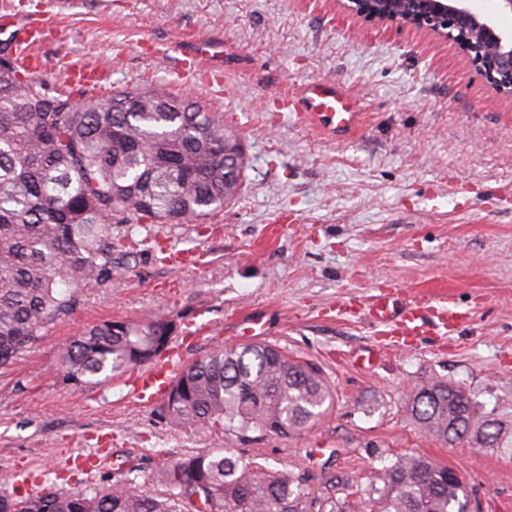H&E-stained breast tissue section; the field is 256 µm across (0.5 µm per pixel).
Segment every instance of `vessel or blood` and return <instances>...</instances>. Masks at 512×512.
<instances>
[{
  "label": "vessel or blood",
  "instance_id": "b4317fda",
  "mask_svg": "<svg viewBox=\"0 0 512 512\" xmlns=\"http://www.w3.org/2000/svg\"><path fill=\"white\" fill-rule=\"evenodd\" d=\"M41 28L17 16H0V46L19 54L24 70H32L33 63L22 55L23 47L42 40ZM180 70L193 78L210 83H222L224 72L219 64L224 59V45L211 39L183 36ZM284 111L296 113L305 122L319 130L336 133L350 131L361 121V112L354 96L331 81H312L292 94H283ZM169 264L200 269L203 254L197 248L168 250ZM369 321L385 327L387 341L395 345L426 333L429 329L446 330L452 326L457 313L452 307L437 304L422 306L399 293L384 294L365 308ZM186 356L180 347H171L160 361L136 372L129 379L130 394L140 405L151 406L164 400L174 378L183 367Z\"/></svg>",
  "mask_w": 512,
  "mask_h": 512
}]
</instances>
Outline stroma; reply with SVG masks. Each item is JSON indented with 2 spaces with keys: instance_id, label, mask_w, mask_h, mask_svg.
Masks as SVG:
<instances>
[{
  "instance_id": "1",
  "label": "stroma",
  "mask_w": 512,
  "mask_h": 512,
  "mask_svg": "<svg viewBox=\"0 0 512 512\" xmlns=\"http://www.w3.org/2000/svg\"><path fill=\"white\" fill-rule=\"evenodd\" d=\"M1 10L48 27L30 51L43 60L35 80L53 87L84 59L102 87L169 93L178 55L150 44L223 38L227 94L190 78L183 88L223 113L248 167L237 199L207 223L113 225L148 247L116 254L111 283L79 290L70 316L0 371V474L32 493L134 464L149 489L163 465L227 447L210 432L171 430L159 407L133 400L126 375L79 386L58 359L88 327L161 312L192 361L234 346L240 322L257 315L264 342L318 366L334 402L313 429L267 433L240 451L302 477L326 467L353 486L419 453L460 475L473 512H512V99L472 58L430 32L369 25L341 0H0ZM313 80L349 90L365 125L330 138L281 111L282 92ZM163 246L201 249L207 265L174 268ZM382 291L452 300L464 321L382 347L383 327L357 310ZM192 324L207 333L186 335ZM371 350L373 364L355 363ZM433 377L461 387L476 422L497 423V440L419 430L409 387ZM74 452L98 466H65Z\"/></svg>"
}]
</instances>
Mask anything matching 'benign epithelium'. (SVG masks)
<instances>
[{"label":"benign epithelium","mask_w":512,"mask_h":512,"mask_svg":"<svg viewBox=\"0 0 512 512\" xmlns=\"http://www.w3.org/2000/svg\"><path fill=\"white\" fill-rule=\"evenodd\" d=\"M469 0H409L401 13L392 0H350L348 8L375 25L395 24L429 30L453 40L480 65L493 89L512 98V29L476 11Z\"/></svg>","instance_id":"obj_1"}]
</instances>
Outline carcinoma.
I'll return each mask as SVG.
<instances>
[{"instance_id":"obj_1","label":"carcinoma","mask_w":512,"mask_h":512,"mask_svg":"<svg viewBox=\"0 0 512 512\" xmlns=\"http://www.w3.org/2000/svg\"><path fill=\"white\" fill-rule=\"evenodd\" d=\"M233 136L224 117L202 103L138 84L101 96L48 89L0 52V370L11 368L68 316L75 293L112 280L113 255L136 254L142 241L112 235L114 224H204L235 200L245 155L224 165L213 145ZM169 317L110 320L75 336L60 355L76 385L160 359L159 341L176 331ZM452 385L411 388L419 429L445 442L467 434L473 406L448 403ZM333 399L322 372L272 344L210 351L181 370L161 407L175 430L218 429L241 442L250 432L288 436L317 424ZM134 469L110 484L60 492L0 495V512H468L461 481L423 456L398 458L359 498L321 497L306 482L228 448L190 453L159 471L160 491L143 490Z\"/></svg>"}]
</instances>
